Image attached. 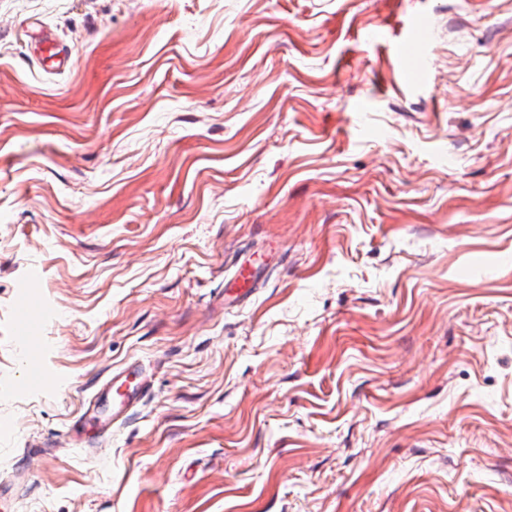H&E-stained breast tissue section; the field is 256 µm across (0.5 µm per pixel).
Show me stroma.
I'll use <instances>...</instances> for the list:
<instances>
[{"instance_id": "35a3bbf8", "label": "stroma", "mask_w": 512, "mask_h": 512, "mask_svg": "<svg viewBox=\"0 0 512 512\" xmlns=\"http://www.w3.org/2000/svg\"><path fill=\"white\" fill-rule=\"evenodd\" d=\"M0 512H512V0H0ZM149 388L150 382L140 365L135 362L126 364L102 381L82 413L70 421L67 434L78 442L86 423L93 421L95 435L112 436V428L128 418L146 397Z\"/></svg>"}]
</instances>
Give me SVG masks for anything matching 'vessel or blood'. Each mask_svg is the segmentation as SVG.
Returning <instances> with one entry per match:
<instances>
[{"label": "vessel or blood", "instance_id": "b4317fda", "mask_svg": "<svg viewBox=\"0 0 512 512\" xmlns=\"http://www.w3.org/2000/svg\"><path fill=\"white\" fill-rule=\"evenodd\" d=\"M150 382L137 363L121 367L102 381L94 397L83 407L81 414L71 420L67 433L80 441L86 423H94L96 435L108 437L116 425L123 423L146 397Z\"/></svg>", "mask_w": 512, "mask_h": 512}]
</instances>
